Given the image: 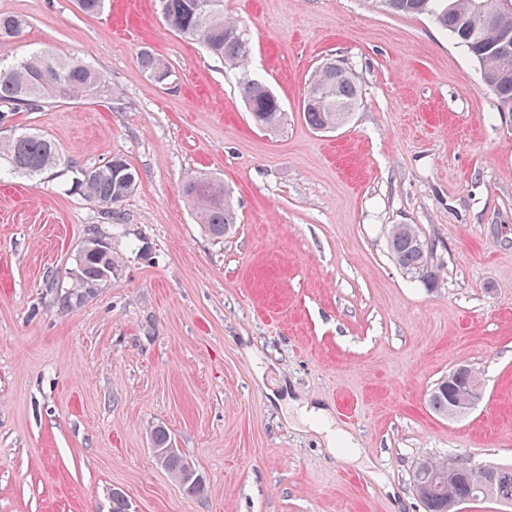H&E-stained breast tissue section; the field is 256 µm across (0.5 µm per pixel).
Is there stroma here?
I'll return each instance as SVG.
<instances>
[{
  "label": "stroma",
  "mask_w": 512,
  "mask_h": 512,
  "mask_svg": "<svg viewBox=\"0 0 512 512\" xmlns=\"http://www.w3.org/2000/svg\"><path fill=\"white\" fill-rule=\"evenodd\" d=\"M34 49L84 59L108 92L17 113L0 138L43 133L63 161L0 181V512H424V458L512 465V115L479 65L425 16L372 0H224L251 69L286 111L257 128L234 69L164 23L154 0H0ZM151 48L166 84L140 69ZM349 66L358 109L318 131L303 90ZM135 168L118 223L73 187L113 156ZM220 180L237 223L216 239L183 193ZM415 225L441 269L408 279L388 248ZM122 261L80 309L57 302L89 229ZM483 398L463 416L427 395L458 365ZM293 400L357 442L327 448ZM164 426L206 482L186 495L153 458Z\"/></svg>",
  "instance_id": "1"
}]
</instances>
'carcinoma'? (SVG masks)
Segmentation results:
<instances>
[{"label": "carcinoma", "mask_w": 512, "mask_h": 512, "mask_svg": "<svg viewBox=\"0 0 512 512\" xmlns=\"http://www.w3.org/2000/svg\"><path fill=\"white\" fill-rule=\"evenodd\" d=\"M205 0H158L166 25L181 37L202 45L209 53L241 70L237 88L257 127L273 131L285 119L278 97L248 71L250 41L238 21L224 16V0L202 7ZM388 12L398 15H426L447 31L478 62L484 87L491 91L501 112H512V0H378ZM23 19L0 14V39L14 38L23 32ZM142 71L159 83L171 76L169 67L148 49L139 55ZM107 91L103 76L78 57H55L46 50L35 51L7 68H0V113L38 112L50 100H96ZM360 99V89L352 72L334 62H325L304 90L303 117L316 130H333L346 123L350 111ZM61 163L56 145L45 135L20 132L0 140V172L37 179ZM136 170L123 158L114 157L105 164L81 172L74 187L102 207L109 208L108 219H114L110 207L120 203L135 188ZM185 192L197 214L199 223L216 238L224 237L235 224V210L224 185L205 175L191 176ZM389 249L399 269L408 277L432 286L438 279L432 252L412 224H396L389 232ZM119 257L112 246L102 245V238L89 230L87 238L75 254L69 272L67 291L60 294L62 311L72 312L93 298L103 284L118 274ZM483 388L472 369L455 379L442 378L430 390L428 404L438 415L448 416L449 400L458 396H478ZM153 447L173 446L167 428L155 427L151 432ZM186 458L171 455L165 470L184 491L200 496L205 482L184 483ZM462 474L448 477V466L442 459L420 460L412 471L413 489L424 484L438 485L436 493L421 499L424 512H452L457 501L492 499L512 504V467L493 464L475 467L460 460Z\"/></svg>", "instance_id": "cac0c4a2"}]
</instances>
